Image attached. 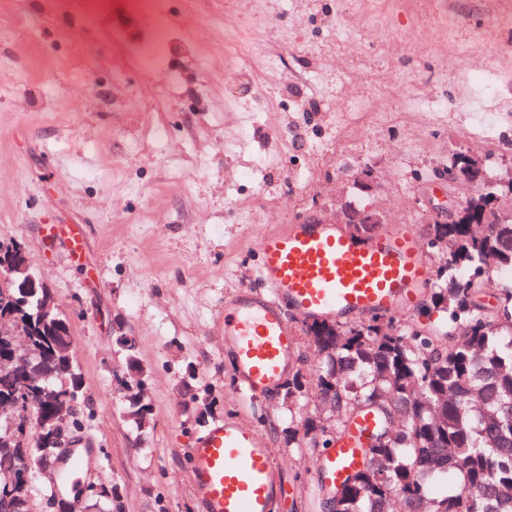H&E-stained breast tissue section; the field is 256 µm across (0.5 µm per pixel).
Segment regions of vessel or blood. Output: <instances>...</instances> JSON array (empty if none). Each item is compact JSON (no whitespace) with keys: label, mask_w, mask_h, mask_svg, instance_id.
I'll list each match as a JSON object with an SVG mask.
<instances>
[{"label":"vessel or blood","mask_w":512,"mask_h":512,"mask_svg":"<svg viewBox=\"0 0 512 512\" xmlns=\"http://www.w3.org/2000/svg\"><path fill=\"white\" fill-rule=\"evenodd\" d=\"M256 286L224 300V347L236 363L242 388L269 392L294 364L295 336L287 313L306 319L390 315L416 307L429 283L430 265L416 231L391 224L365 242H354L330 223L294 219L262 233ZM378 419L356 418L314 466L329 483L363 466L361 450ZM190 480L203 512H274L286 495L281 466L264 438L243 423L215 422L189 450ZM91 458L70 453L59 469L65 485Z\"/></svg>","instance_id":"1"}]
</instances>
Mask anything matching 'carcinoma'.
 <instances>
[{"label": "carcinoma", "instance_id": "1", "mask_svg": "<svg viewBox=\"0 0 512 512\" xmlns=\"http://www.w3.org/2000/svg\"><path fill=\"white\" fill-rule=\"evenodd\" d=\"M479 224H431L428 244H447L448 259L434 267L424 306L448 314V329L427 332L377 316L350 327L306 325L319 355L313 392L303 371L282 383L288 401V442L310 440L326 448L350 419L371 410L395 425L365 449L366 465L331 490L334 512H512V287L487 288L512 273V220H505L483 193L466 201ZM12 321L42 349L31 362L48 375L45 387L62 392L72 408L70 426L85 418L83 380L68 349L69 322L40 312L44 289L9 286ZM136 370L126 395V414L143 427L151 413L144 396V369L135 346L124 347ZM19 402L15 424L25 446L0 447V478L14 475L30 496L38 441L52 427L55 404L24 389L17 375L0 371V399Z\"/></svg>", "mask_w": 512, "mask_h": 512}]
</instances>
